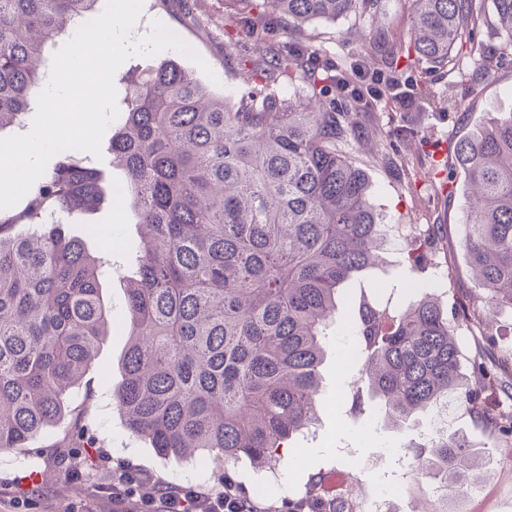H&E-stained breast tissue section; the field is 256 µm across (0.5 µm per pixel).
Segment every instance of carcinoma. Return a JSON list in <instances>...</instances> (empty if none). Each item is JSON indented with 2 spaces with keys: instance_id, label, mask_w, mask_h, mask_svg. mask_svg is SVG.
Segmentation results:
<instances>
[{
  "instance_id": "obj_1",
  "label": "carcinoma",
  "mask_w": 512,
  "mask_h": 512,
  "mask_svg": "<svg viewBox=\"0 0 512 512\" xmlns=\"http://www.w3.org/2000/svg\"><path fill=\"white\" fill-rule=\"evenodd\" d=\"M371 0H262L294 26L336 21ZM485 0H408L409 43L374 40L368 56L398 63L414 52L446 70L501 48L471 41ZM94 0H0V130L21 122L47 77L44 53ZM494 27L512 47V0H493ZM248 23L234 41L266 45L250 59L251 89L233 103L174 60L143 70L122 100L111 152L125 168L114 186L80 151L58 154L18 213L0 210V451L26 448L70 415L73 448L85 447L82 414L66 390L80 383L112 321L101 296L110 267L67 231L128 197L142 233L126 288L128 347L113 397L126 428L163 458L209 456L224 476L247 461L275 465L280 448L318 421L321 366L343 285L383 262V212L366 172L341 150L360 139L362 103L342 111L324 98L336 72L308 49L271 43ZM293 85L284 94L283 81ZM468 205L460 248L479 293L448 308L408 281L395 311L363 295L348 322L362 362L348 415L377 413L400 431L448 405L512 444V411L486 399L512 388V354L470 358L458 321L494 343L497 315L512 312V113L455 144ZM26 224V235L13 233ZM418 233L403 251L413 263L438 250ZM414 471L447 490L474 489L487 464L458 431L409 446ZM311 475L288 512H339Z\"/></svg>"
}]
</instances>
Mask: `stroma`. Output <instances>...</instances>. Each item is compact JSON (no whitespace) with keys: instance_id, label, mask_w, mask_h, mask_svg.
Returning <instances> with one entry per match:
<instances>
[{"instance_id":"35a3bbf8","label":"stroma","mask_w":512,"mask_h":512,"mask_svg":"<svg viewBox=\"0 0 512 512\" xmlns=\"http://www.w3.org/2000/svg\"><path fill=\"white\" fill-rule=\"evenodd\" d=\"M155 20L207 62L217 77L213 91L237 99L249 90L244 61L253 55L254 43H240L229 54L224 51L229 34L241 24L232 0H169L164 11L144 7L140 24ZM379 30L390 38L408 40L405 0H377L370 11L334 22H314L297 34L321 63L345 70ZM399 66L405 101L384 99L374 110L362 113L360 120L366 129L362 141L352 140L343 147L367 173L372 200L385 212L393 243L387 255L388 270L370 271L366 280L388 284L397 273L408 270L400 243L420 228L439 224L445 250L425 269L416 271L415 277L447 292L449 304L454 305L474 293L475 286L462 268L459 242L466 199L460 191L462 176L453 165V146L491 114L512 113V54L493 60V76L487 81L478 77L480 61L469 56L447 71L430 69L414 56L401 59ZM445 182L454 185V197L443 193ZM95 221L111 228V238L89 237L80 224L69 227L70 234L83 239L89 251L108 254L115 270L102 281V297L112 314L109 333L81 384L68 392L71 406L88 409L83 428L89 445L72 453L67 447L71 425L64 420L48 429V443L0 452V512H14L12 501L16 498L26 500L25 512H82L88 502L94 503L96 512H112L108 492L127 472L148 475L160 489L177 491L217 488L224 477L222 461L160 457L148 442L125 427L112 399V385L121 377V359L127 347L122 328L125 284L119 274L130 263L126 246L137 241L139 228L128 204L114 205ZM449 265L459 269L456 280L440 274ZM344 328L341 320L333 327L335 353L328 356L322 369L319 420L281 449V458L272 470L278 480L273 491L260 495L259 500L277 506L290 493L305 490L313 473L349 471L359 504L390 496L395 512H411L417 505L434 512L428 481L412 470L400 474L395 462L396 448L425 433L426 420L400 435L378 426L374 414L355 421L344 416L348 392L360 367L352 341L343 335ZM452 425L476 446L491 448L494 463L484 472L476 496L449 500L450 512H512V455L496 447L490 433L468 416L454 415Z\"/></svg>"}]
</instances>
